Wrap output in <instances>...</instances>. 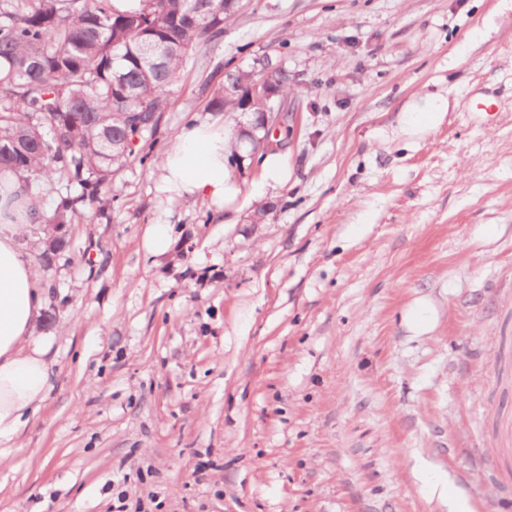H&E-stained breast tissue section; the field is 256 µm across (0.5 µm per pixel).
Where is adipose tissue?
<instances>
[{"mask_svg":"<svg viewBox=\"0 0 512 512\" xmlns=\"http://www.w3.org/2000/svg\"><path fill=\"white\" fill-rule=\"evenodd\" d=\"M231 141L223 126H183L165 152L158 190L168 198L201 199L216 213L234 195L227 174ZM28 212L0 197V443L14 440L23 416L37 411L54 388L48 341L32 327L46 307L47 290L20 245Z\"/></svg>","mask_w":512,"mask_h":512,"instance_id":"1","label":"adipose tissue"}]
</instances>
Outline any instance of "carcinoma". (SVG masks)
<instances>
[{"instance_id":"1","label":"carcinoma","mask_w":512,"mask_h":512,"mask_svg":"<svg viewBox=\"0 0 512 512\" xmlns=\"http://www.w3.org/2000/svg\"><path fill=\"white\" fill-rule=\"evenodd\" d=\"M240 11L227 0H143L120 14L112 0H0V182L29 202L31 223L68 224L111 209L112 175L150 156L158 126L132 145L134 112H165L192 52L214 45ZM211 104L240 110L219 89ZM38 184L57 186L41 206Z\"/></svg>"}]
</instances>
